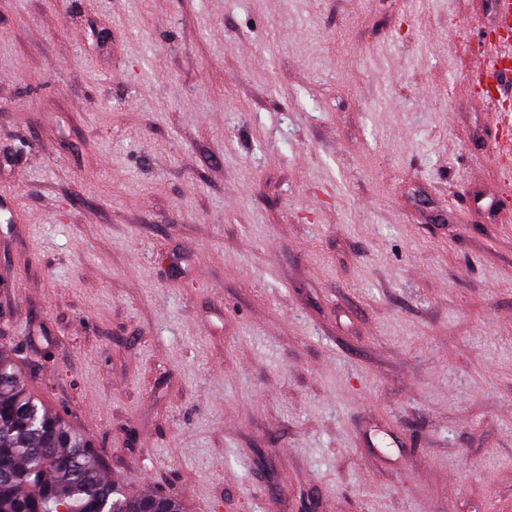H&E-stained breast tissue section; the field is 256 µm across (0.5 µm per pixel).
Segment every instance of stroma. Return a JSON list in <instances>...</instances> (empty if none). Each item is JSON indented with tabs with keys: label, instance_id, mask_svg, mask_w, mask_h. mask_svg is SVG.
I'll use <instances>...</instances> for the list:
<instances>
[{
	"label": "stroma",
	"instance_id": "35a3bbf8",
	"mask_svg": "<svg viewBox=\"0 0 512 512\" xmlns=\"http://www.w3.org/2000/svg\"><path fill=\"white\" fill-rule=\"evenodd\" d=\"M492 0H0V347L183 512H512Z\"/></svg>",
	"mask_w": 512,
	"mask_h": 512
}]
</instances>
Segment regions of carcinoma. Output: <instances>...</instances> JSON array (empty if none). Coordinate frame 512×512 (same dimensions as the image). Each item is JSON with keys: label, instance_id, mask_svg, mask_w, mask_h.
I'll return each mask as SVG.
<instances>
[{"label": "carcinoma", "instance_id": "cac0c4a2", "mask_svg": "<svg viewBox=\"0 0 512 512\" xmlns=\"http://www.w3.org/2000/svg\"><path fill=\"white\" fill-rule=\"evenodd\" d=\"M181 512L175 499L128 495L106 478L89 443L22 384L0 351V512Z\"/></svg>", "mask_w": 512, "mask_h": 512}]
</instances>
